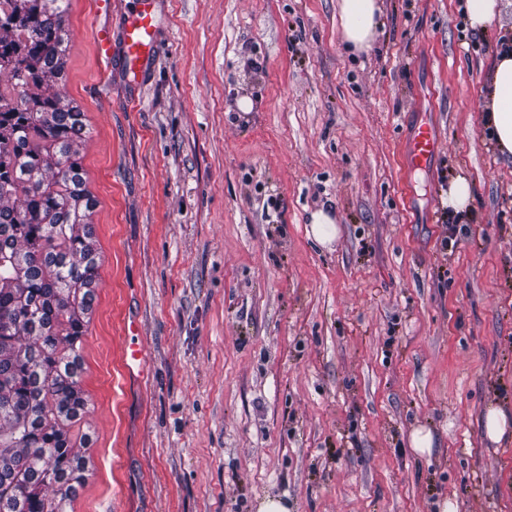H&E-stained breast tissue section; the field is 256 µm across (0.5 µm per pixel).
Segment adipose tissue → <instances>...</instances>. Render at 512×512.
<instances>
[{
  "label": "adipose tissue",
  "mask_w": 512,
  "mask_h": 512,
  "mask_svg": "<svg viewBox=\"0 0 512 512\" xmlns=\"http://www.w3.org/2000/svg\"><path fill=\"white\" fill-rule=\"evenodd\" d=\"M346 43L353 52L371 48L381 25L378 0H339ZM486 115L500 154L512 158V42L501 45L486 91Z\"/></svg>",
  "instance_id": "adipose-tissue-1"
}]
</instances>
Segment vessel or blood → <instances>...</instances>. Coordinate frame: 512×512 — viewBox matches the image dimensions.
<instances>
[{
  "instance_id": "b4317fda",
  "label": "vessel or blood",
  "mask_w": 512,
  "mask_h": 512,
  "mask_svg": "<svg viewBox=\"0 0 512 512\" xmlns=\"http://www.w3.org/2000/svg\"><path fill=\"white\" fill-rule=\"evenodd\" d=\"M120 10H113L112 0H93L89 22L94 28L96 51L101 63L119 60L126 76L132 80L144 77L154 56L158 19L155 0H121ZM119 14L121 30L112 33L103 20ZM439 151L434 130L426 124L418 126L408 143V166H425Z\"/></svg>"
}]
</instances>
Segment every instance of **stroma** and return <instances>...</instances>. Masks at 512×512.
<instances>
[{
  "label": "stroma",
  "mask_w": 512,
  "mask_h": 512,
  "mask_svg": "<svg viewBox=\"0 0 512 512\" xmlns=\"http://www.w3.org/2000/svg\"><path fill=\"white\" fill-rule=\"evenodd\" d=\"M379 6L355 53L338 0H156L137 85L101 71L71 0L52 88L86 116L100 258L75 512H512V440L484 428L512 406V160L484 120L512 0L482 33L464 0ZM424 120L440 151L412 172ZM458 175L473 196L451 229ZM472 200V187L464 176H457L448 182V188L443 192L442 203L452 216L467 214L470 202ZM458 220L448 215V228H455ZM310 235L319 244L330 246L339 235V227L330 205L322 204L309 215ZM484 427L490 441L500 443L505 436L512 435V413L502 407L489 406Z\"/></svg>",
  "instance_id": "1"
}]
</instances>
